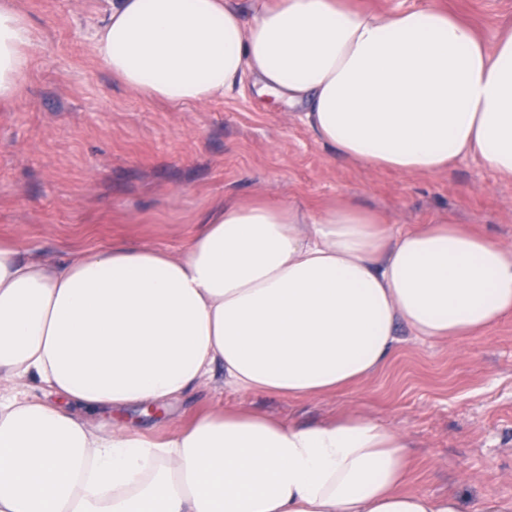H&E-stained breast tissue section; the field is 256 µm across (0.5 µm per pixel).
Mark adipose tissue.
I'll return each mask as SVG.
<instances>
[{
    "instance_id": "1",
    "label": "adipose tissue",
    "mask_w": 512,
    "mask_h": 512,
    "mask_svg": "<svg viewBox=\"0 0 512 512\" xmlns=\"http://www.w3.org/2000/svg\"><path fill=\"white\" fill-rule=\"evenodd\" d=\"M96 59L126 89L207 103L251 83L301 109L339 159L436 174L466 155L512 176V30L485 45L428 6L106 0ZM34 29L0 0V103ZM512 315V247L455 221L397 230L351 201L216 204L179 252L114 242L49 263L0 241V512H461L404 491L412 443L351 412L313 424L219 408L155 438L73 413L237 392L307 398L429 341Z\"/></svg>"
}]
</instances>
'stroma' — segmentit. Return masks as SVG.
Segmentation results:
<instances>
[{"label": "stroma", "instance_id": "1", "mask_svg": "<svg viewBox=\"0 0 512 512\" xmlns=\"http://www.w3.org/2000/svg\"><path fill=\"white\" fill-rule=\"evenodd\" d=\"M390 15L435 5L486 43L512 26V0H352ZM37 41L21 96L0 105V237L59 261L123 240L179 251L218 202L256 196L311 211L345 198L397 228L454 219L512 246V177L477 157L435 175L343 161L298 110L254 88L205 104L168 105L115 82L93 56L103 0H16ZM225 404L286 421L357 411L416 444L409 490L449 493L463 512H512V318L450 342L399 330L388 363L331 395L236 394L220 379L160 412L118 416L161 437Z\"/></svg>", "mask_w": 512, "mask_h": 512}]
</instances>
